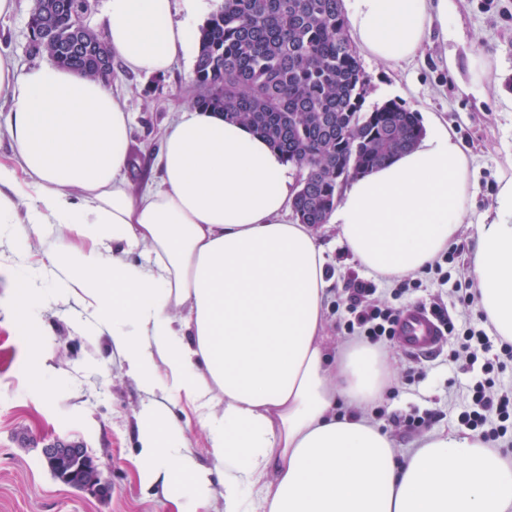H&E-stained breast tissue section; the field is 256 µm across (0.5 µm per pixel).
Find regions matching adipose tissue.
<instances>
[{
    "mask_svg": "<svg viewBox=\"0 0 512 512\" xmlns=\"http://www.w3.org/2000/svg\"><path fill=\"white\" fill-rule=\"evenodd\" d=\"M447 8L352 0L350 33L367 58L398 63ZM103 27L124 68L147 75L191 44L170 0H106ZM0 96L13 146L0 240L23 256L44 225L68 230L46 270L80 296L84 335L106 332L128 375L159 393L136 417L139 473L178 512H202L219 487L224 512H512V455L451 430L401 462L362 415L388 354L330 346L334 277L314 227L288 219L290 167L264 139L189 106L163 136L160 180L136 188L129 115L107 81L0 53ZM469 193L466 157L433 117L414 149L350 181L330 219L354 260L403 277L456 243ZM469 270L493 334L512 340V178L477 223ZM195 425L212 465L187 451Z\"/></svg>",
    "mask_w": 512,
    "mask_h": 512,
    "instance_id": "obj_1",
    "label": "adipose tissue"
}]
</instances>
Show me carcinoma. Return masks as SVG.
I'll list each match as a JSON object with an SVG mask.
<instances>
[{"label": "carcinoma", "instance_id": "obj_1", "mask_svg": "<svg viewBox=\"0 0 512 512\" xmlns=\"http://www.w3.org/2000/svg\"><path fill=\"white\" fill-rule=\"evenodd\" d=\"M90 0H34L31 37L57 66L109 78L110 51L75 18ZM193 104L248 125L303 172L293 213L326 223L343 186L414 148L419 113L387 101L364 108L367 81L347 35L343 0H223L198 30Z\"/></svg>", "mask_w": 512, "mask_h": 512}]
</instances>
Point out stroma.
Returning a JSON list of instances; mask_svg holds the SVG:
<instances>
[{
    "label": "stroma",
    "mask_w": 512,
    "mask_h": 512,
    "mask_svg": "<svg viewBox=\"0 0 512 512\" xmlns=\"http://www.w3.org/2000/svg\"><path fill=\"white\" fill-rule=\"evenodd\" d=\"M34 0H16L13 15L0 22V46L22 67L46 63L28 53V17ZM367 79L366 108L393 100L419 114L448 121L471 160L476 183L470 213L455 260L447 267L449 287H466L468 261L476 246L475 223L492 213L501 176L512 174V0H448L447 27L411 60L384 65L362 59ZM194 56L182 54L161 76L115 68L111 87L129 113L132 126L128 176L134 185L158 179V150L171 122L194 95ZM328 266L336 279L331 300L346 296L354 278L371 273L337 240L335 225H318ZM14 278L0 274V512H177L161 489L141 483L136 463V414L150 393L127 375L106 337L82 335L80 307L46 285L34 306L35 335L19 333L12 304ZM455 337H446L441 357L419 360L398 342L386 345L392 370L378 405L364 414L376 418L392 437L398 457L423 438L408 429L406 416L439 411L434 430L458 425L463 389L479 367L455 358ZM410 388H401L403 380ZM27 436L20 444L19 436ZM58 437L82 442L110 487L96 498L55 478L41 455V440Z\"/></svg>",
    "instance_id": "stroma-1"
}]
</instances>
